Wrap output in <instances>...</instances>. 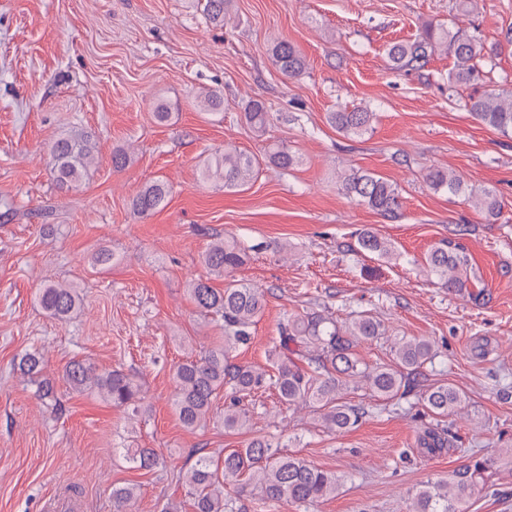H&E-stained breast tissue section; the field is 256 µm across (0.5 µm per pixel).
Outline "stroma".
<instances>
[{
    "label": "stroma",
    "mask_w": 512,
    "mask_h": 512,
    "mask_svg": "<svg viewBox=\"0 0 512 512\" xmlns=\"http://www.w3.org/2000/svg\"><path fill=\"white\" fill-rule=\"evenodd\" d=\"M427 25L475 26L487 43L502 42L512 0H230L220 28L197 0H0V512H42L60 487L84 500V512H112L113 489L129 483L138 487L137 512H160L186 497L177 474L194 464L190 449L211 454L255 437L278 440L284 453L343 481L335 497L310 505L250 493L248 512H411L421 485L472 452L497 465L466 512H512V136L464 109L474 89L449 90L448 55L390 70L386 48ZM281 40L304 56L302 75L273 65L270 49ZM206 90L221 96L222 111L199 109ZM254 99L269 113L260 137L243 119ZM161 102L173 106L163 124L152 115ZM344 106L372 110L371 132L348 136L332 126L330 112ZM76 127L96 133L99 161L81 185L62 191L47 147ZM274 143L297 164L268 163ZM227 146L258 161L244 188L200 177ZM119 148L131 157L121 171L111 162ZM433 167L495 190L502 218L485 223L474 202L429 188L424 175ZM351 169L401 189L398 218L341 192L338 177ZM154 180L170 185L168 201L138 216L132 199ZM365 228L392 243V257L356 252ZM218 235L250 247L235 277L267 296L253 343L236 362L267 366L284 312L324 305L340 321L371 313L394 335L431 341L439 355L428 380L465 394L464 408L442 424L446 448H420L432 418L415 398L375 401L354 387L340 399L366 413L341 432L324 431L315 408L279 405L268 392L257 397L248 433L184 428L172 406V369L187 339L203 350L222 336L204 326L186 287L205 275L201 255ZM444 238L469 254L486 303L423 271ZM102 249L113 254L105 266L92 261ZM63 279L83 288L86 302L60 321L36 294ZM33 346L61 413L47 411L17 370ZM73 359L134 375L147 412L131 421L97 395L70 391L62 373ZM131 448L154 449L167 464L132 468L124 459Z\"/></svg>",
    "instance_id": "35a3bbf8"
}]
</instances>
